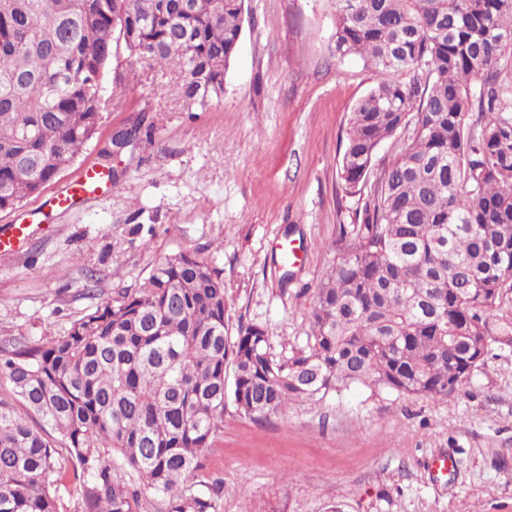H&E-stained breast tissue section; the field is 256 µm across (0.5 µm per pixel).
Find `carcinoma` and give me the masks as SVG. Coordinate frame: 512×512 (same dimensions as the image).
Listing matches in <instances>:
<instances>
[{"instance_id": "1", "label": "carcinoma", "mask_w": 512, "mask_h": 512, "mask_svg": "<svg viewBox=\"0 0 512 512\" xmlns=\"http://www.w3.org/2000/svg\"><path fill=\"white\" fill-rule=\"evenodd\" d=\"M0 0V211L69 168L94 138L115 29L130 56L178 76L189 107L224 95L244 0ZM331 50L379 76L355 105L344 189L369 188L362 223L340 228L303 346L270 352L266 330L224 335L221 273L183 253L63 336L0 348V379L42 424L0 399V512H139L125 464L163 512H215L188 492L224 408L268 420L340 386L448 398L496 346L512 349V0H331ZM478 118L468 121L469 112ZM393 139L392 158L377 160ZM233 385L227 387V369Z\"/></svg>"}]
</instances>
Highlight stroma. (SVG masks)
Returning <instances> with one entry per match:
<instances>
[{
    "label": "stroma",
    "instance_id": "obj_1",
    "mask_svg": "<svg viewBox=\"0 0 512 512\" xmlns=\"http://www.w3.org/2000/svg\"><path fill=\"white\" fill-rule=\"evenodd\" d=\"M333 28L328 0H245L224 95L203 110L171 91L151 98L161 72L114 46L103 78L112 107L45 195L99 163L112 132L139 115L152 138L115 160L117 186L0 257V340L64 335L188 253L220 271L228 332L261 325L278 357L304 344L339 229L360 223L367 200L344 193L338 169L351 112L377 75L332 56ZM285 241L301 246L302 264L283 267ZM440 455L452 467L436 476ZM183 485L215 491L216 512H512V349L445 399L344 386L261 422L227 406Z\"/></svg>",
    "mask_w": 512,
    "mask_h": 512
}]
</instances>
